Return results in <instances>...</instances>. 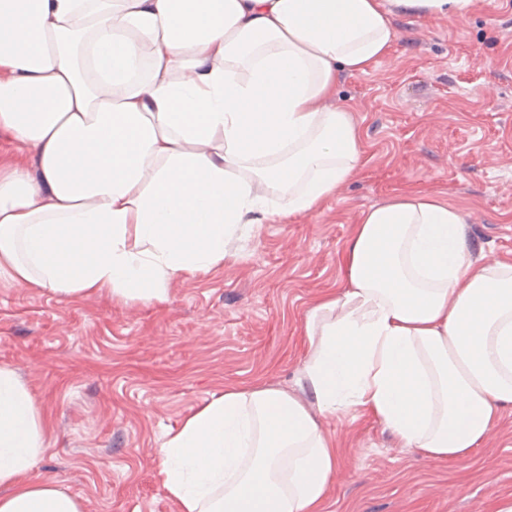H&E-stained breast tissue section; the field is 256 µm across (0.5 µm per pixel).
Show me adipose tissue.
Returning a JSON list of instances; mask_svg holds the SVG:
<instances>
[{"instance_id": "adipose-tissue-1", "label": "adipose tissue", "mask_w": 512, "mask_h": 512, "mask_svg": "<svg viewBox=\"0 0 512 512\" xmlns=\"http://www.w3.org/2000/svg\"><path fill=\"white\" fill-rule=\"evenodd\" d=\"M471 0H0V285L162 304L275 216L316 210L365 164L333 104L396 39L391 5ZM344 282L304 321L294 385L225 389L167 433L179 512H318L360 409L420 458L464 463L512 406V261L473 259L460 211L404 190L364 211ZM48 424L0 364V512H84L35 475Z\"/></svg>"}]
</instances>
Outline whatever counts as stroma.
Returning <instances> with one entry per match:
<instances>
[{"label":"stroma","instance_id":"stroma-1","mask_svg":"<svg viewBox=\"0 0 512 512\" xmlns=\"http://www.w3.org/2000/svg\"><path fill=\"white\" fill-rule=\"evenodd\" d=\"M392 22L390 56L340 77L335 101L366 163L319 209L268 220L223 269L170 284L161 305L0 287V363L49 422L35 471L84 512H177L158 477L166 433L226 387L293 385L304 316L341 283L368 208L407 187L440 195L475 257L512 260V0ZM325 428L340 466L321 512H512V407L463 465L414 457L364 414Z\"/></svg>","mask_w":512,"mask_h":512}]
</instances>
